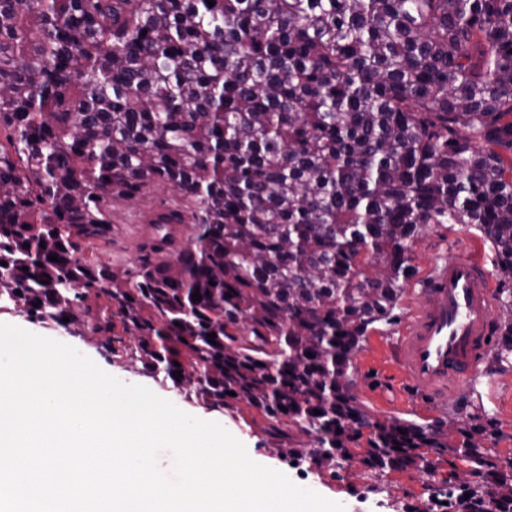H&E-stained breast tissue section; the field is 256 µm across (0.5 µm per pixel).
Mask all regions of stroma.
Wrapping results in <instances>:
<instances>
[{"mask_svg": "<svg viewBox=\"0 0 512 512\" xmlns=\"http://www.w3.org/2000/svg\"><path fill=\"white\" fill-rule=\"evenodd\" d=\"M179 195L171 187L156 185L136 202H114L112 205V241L86 248L83 257L92 264H107L117 271H134L140 265L139 231L155 209L178 203ZM474 247L484 264H491L493 254L474 228L467 224L425 225L413 247L414 273L399 301L397 323L378 324L369 331L363 347L353 357L355 388L360 404L379 420L402 419L428 425L447 419V412L432 410L422 399L410 395L408 385L395 361L393 338L401 329L415 302L418 283L435 259L451 256L455 246ZM105 295L89 293L82 307L73 309L66 324L33 320L13 305H0V323L69 344L91 358L102 370L130 385H142L176 406L223 423L226 430L249 448L254 460L287 474L296 484L340 503L344 512H423V503L432 492L448 491V470L440 468L434 482H426L413 469L378 475L360 462L347 470L332 472L330 467L312 466L308 460L283 456V449L308 448L309 435L290 430L288 436L268 432L266 420L246 403L237 402L219 409L203 405L192 385L174 386L163 375L151 372L136 354L137 337L124 336L112 345L103 334L90 330L86 309L111 305ZM479 393L490 417L496 419L502 437L496 445L501 459L512 458V372L480 375L474 384H463L458 396Z\"/></svg>", "mask_w": 512, "mask_h": 512, "instance_id": "35a3bbf8", "label": "stroma"}]
</instances>
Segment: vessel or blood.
Returning <instances> with one entry per match:
<instances>
[{"mask_svg":"<svg viewBox=\"0 0 512 512\" xmlns=\"http://www.w3.org/2000/svg\"><path fill=\"white\" fill-rule=\"evenodd\" d=\"M419 296L396 340L397 364L412 392L440 411L454 402L456 382L477 378L495 349V298L483 263L461 247L432 264Z\"/></svg>","mask_w":512,"mask_h":512,"instance_id":"vessel-or-blood-1","label":"vessel or blood"}]
</instances>
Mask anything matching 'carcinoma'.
Wrapping results in <instances>:
<instances>
[{"label": "carcinoma", "mask_w": 512, "mask_h": 512, "mask_svg": "<svg viewBox=\"0 0 512 512\" xmlns=\"http://www.w3.org/2000/svg\"><path fill=\"white\" fill-rule=\"evenodd\" d=\"M2 130L0 269L32 315L95 289V332L119 322L152 372L197 368L206 404L296 426L313 465L363 438L381 474L446 457L471 481L430 508L512 512L481 396L450 442L372 419L352 364L395 321L423 225L474 226L512 279V0H0ZM154 184L182 199L150 220L171 254L82 261ZM507 370L511 323L486 366Z\"/></svg>", "instance_id": "cac0c4a2"}]
</instances>
